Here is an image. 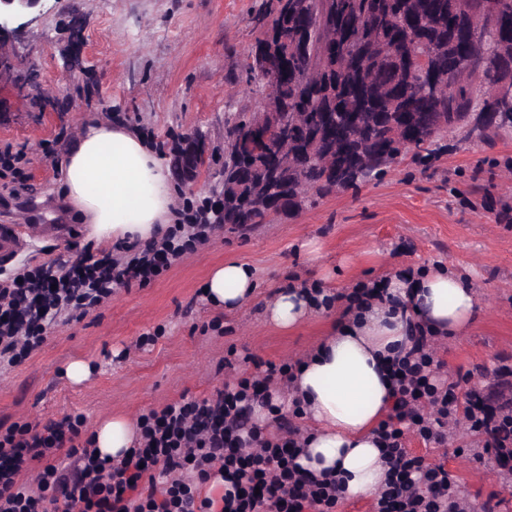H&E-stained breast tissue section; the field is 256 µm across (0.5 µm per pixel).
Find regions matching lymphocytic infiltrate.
I'll list each match as a JSON object with an SVG mask.
<instances>
[{
    "label": "lymphocytic infiltrate",
    "mask_w": 512,
    "mask_h": 512,
    "mask_svg": "<svg viewBox=\"0 0 512 512\" xmlns=\"http://www.w3.org/2000/svg\"><path fill=\"white\" fill-rule=\"evenodd\" d=\"M209 219L205 206L185 212L187 238L150 243L124 263L80 259L61 276L43 266L1 279L0 355L20 362L43 344L55 311L93 307L112 288L158 276L188 243L208 237ZM434 341L415 325L392 365L395 398L376 430L388 479L374 512H466L456 476L409 452L406 432L441 446L449 423L462 416L495 457L512 440V397L495 402L481 392L458 393L439 377ZM271 404L264 381L250 376L208 398L182 397L142 414L137 445L117 460L82 439L77 417L0 426V512H336L342 484L331 475L314 478L299 464L291 421L280 419L270 435L254 421L255 407ZM34 461L42 469L32 489L19 477ZM215 475L224 482L218 506L202 495Z\"/></svg>",
    "instance_id": "1"
}]
</instances>
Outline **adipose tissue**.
Listing matches in <instances>:
<instances>
[{
    "label": "adipose tissue",
    "mask_w": 512,
    "mask_h": 512,
    "mask_svg": "<svg viewBox=\"0 0 512 512\" xmlns=\"http://www.w3.org/2000/svg\"><path fill=\"white\" fill-rule=\"evenodd\" d=\"M58 193L84 224L87 239L97 242L144 245L179 219L177 190L163 160L136 130L96 117L80 125ZM383 286V298L333 319L294 370L292 397L313 426L300 462L313 474L341 478L349 498L373 495L385 483L387 466L374 431L391 404L389 364L408 345L411 323L453 337L480 312L472 284L442 266L392 276ZM204 288L210 304L234 312L254 299L257 283L248 266L228 261L210 268ZM319 310L310 286L288 285L266 316L287 331ZM138 433L133 419L113 414L96 423L91 442L101 456L116 459Z\"/></svg>",
    "instance_id": "ef3b65f1"
}]
</instances>
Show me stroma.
Listing matches in <instances>:
<instances>
[{
  "mask_svg": "<svg viewBox=\"0 0 512 512\" xmlns=\"http://www.w3.org/2000/svg\"><path fill=\"white\" fill-rule=\"evenodd\" d=\"M265 0H64L23 32L10 59L25 83L0 89V150L22 151L24 190L0 187V225L38 234L14 253L0 251V277L30 268L124 250L91 247L83 225L57 196L60 168L78 122L87 116L136 128L161 157L185 132L209 139L224 158L228 121L255 111L246 84V52L259 37L252 22ZM512 130L492 141L444 139L426 162L405 158L357 190L317 198L288 220L244 233L229 224L192 245L160 276L115 289L84 313L59 312L45 342L21 365L0 360V425L47 423L70 415L84 429L111 413L134 417L182 396L203 398L247 374L294 363L320 339L323 317L291 331L264 317V306L291 282L336 294L383 276L436 264L467 275L480 313L465 335L444 341L451 381L485 391L512 381ZM316 242L309 261L305 245ZM252 267L255 300L237 313L203 299L209 268L224 261ZM92 368L71 385L75 359ZM408 448L454 473L478 504L502 496L512 512V471L481 461L482 439L458 427L447 447Z\"/></svg>",
  "mask_w": 512,
  "mask_h": 512,
  "instance_id": "stroma-1",
  "label": "stroma"
}]
</instances>
